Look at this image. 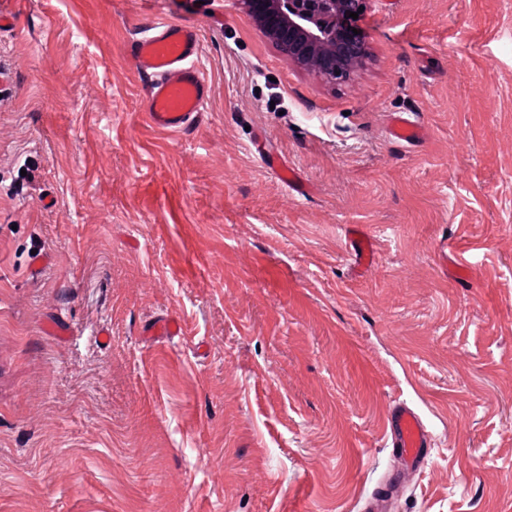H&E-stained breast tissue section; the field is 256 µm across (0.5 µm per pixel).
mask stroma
Here are the masks:
<instances>
[{
    "label": "stroma",
    "instance_id": "stroma-1",
    "mask_svg": "<svg viewBox=\"0 0 512 512\" xmlns=\"http://www.w3.org/2000/svg\"><path fill=\"white\" fill-rule=\"evenodd\" d=\"M4 8L0 512H364L396 471L385 512H512V0H369L335 85L203 0L186 133L148 122L131 55L180 14ZM397 404L431 436L410 474ZM389 136L394 140L413 144L424 138L425 130L422 125L407 117L393 116L389 125ZM267 162L293 192L303 195L308 191L307 184L303 181L297 170L293 166L288 165V162H278L274 157H268ZM349 236L359 264L363 266L371 264L375 259L372 235L359 226H352Z\"/></svg>",
    "mask_w": 512,
    "mask_h": 512
}]
</instances>
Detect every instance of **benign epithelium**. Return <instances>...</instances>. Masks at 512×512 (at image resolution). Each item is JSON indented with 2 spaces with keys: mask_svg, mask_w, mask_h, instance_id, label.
<instances>
[{
  "mask_svg": "<svg viewBox=\"0 0 512 512\" xmlns=\"http://www.w3.org/2000/svg\"><path fill=\"white\" fill-rule=\"evenodd\" d=\"M367 0H238L243 13L297 67L340 82L370 56L365 40L345 37L343 23Z\"/></svg>",
  "mask_w": 512,
  "mask_h": 512,
  "instance_id": "7a95c632",
  "label": "benign epithelium"
}]
</instances>
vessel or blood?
I'll list each match as a JSON object with an SVG mask.
<instances>
[{
  "label": "vessel or blood",
  "mask_w": 512,
  "mask_h": 512,
  "mask_svg": "<svg viewBox=\"0 0 512 512\" xmlns=\"http://www.w3.org/2000/svg\"><path fill=\"white\" fill-rule=\"evenodd\" d=\"M132 57L136 68L152 78L146 99L150 123L170 132L188 130L204 112L211 93L210 81L199 63L201 43L196 28L187 23L154 25L150 35L135 42ZM389 136L413 144L424 138L425 130L407 117L396 116L390 121ZM268 163L293 192H307L306 183L293 166L273 157ZM349 236L359 264H371L375 259L372 235L354 226ZM388 427L392 445L407 467H420L430 448L429 434L420 416L405 406L392 408Z\"/></svg>",
  "instance_id": "b4317fda"
}]
</instances>
